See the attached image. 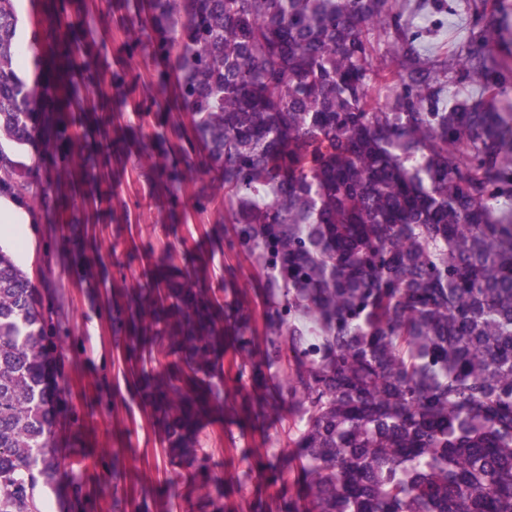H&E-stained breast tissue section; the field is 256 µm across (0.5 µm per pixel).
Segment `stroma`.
Segmentation results:
<instances>
[{
	"mask_svg": "<svg viewBox=\"0 0 512 512\" xmlns=\"http://www.w3.org/2000/svg\"><path fill=\"white\" fill-rule=\"evenodd\" d=\"M401 18L403 36L380 34L373 45L378 60L400 64L402 47L413 43L421 62L436 77V101L448 107L455 100L479 95V87L457 67L471 37L488 23L505 36L501 53H512V0H407ZM98 18L92 36L98 49L94 66L105 75L102 95L96 98L97 124L120 146L105 155L106 183L91 192L71 194L68 173H61L55 189L69 198L47 220L43 210L28 205L27 246L19 265L28 273L45 310L60 326L58 352L53 364L57 381L66 385L60 400L56 439L63 458L82 455L87 468L80 476L82 499H75L69 482L46 490L52 512H131V505L148 500L151 512H187L200 492L187 480L176 478L162 454V440L152 428L128 376L121 347L112 332L113 302L125 290L138 287L147 265L196 273L216 288L220 302L246 294L260 307L270 278L258 257L232 247V227L224 222V208L215 204L196 210L194 199L212 188L211 175L199 174L187 182L180 199L179 223L168 220L166 199L157 196L153 171L139 144L162 154L172 128L185 125L184 113L156 109L139 116L132 102L149 98L159 76L175 80V69L146 61L144 51L129 53L136 28L124 23L134 13L135 0H85ZM125 202L119 211L97 203L103 189ZM99 250L103 262L88 274L74 259L79 248ZM294 417L280 410L257 428L243 430L229 418L215 415L203 423L202 447L217 480L211 486L216 505L241 503L249 497L247 473L256 459L270 461L276 478L288 477L281 461L292 452ZM121 459V475L113 461Z\"/></svg>",
	"mask_w": 512,
	"mask_h": 512,
	"instance_id": "obj_1",
	"label": "stroma"
}]
</instances>
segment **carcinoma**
<instances>
[{
  "instance_id": "obj_1",
  "label": "carcinoma",
  "mask_w": 512,
  "mask_h": 512,
  "mask_svg": "<svg viewBox=\"0 0 512 512\" xmlns=\"http://www.w3.org/2000/svg\"><path fill=\"white\" fill-rule=\"evenodd\" d=\"M398 0H147L136 21L155 60L175 56V162L219 182L233 245L277 273L260 317L221 304L198 277L149 268L117 304L127 359L170 463L211 504L203 418L220 411L255 426L288 404L302 423L290 484L269 492L256 462L252 495L222 512H512V112L489 25L456 66L485 97L433 106L432 71L380 65L371 37L400 30ZM29 49L39 84L19 76L15 0H0V196L47 216L54 199L19 179L3 149L39 138L66 163L74 113L99 79H66L95 18L75 0ZM394 85L386 108L371 82ZM111 143L97 142L96 156ZM179 175L160 179L177 200ZM263 348L253 351L257 323ZM57 324L0 248V512H46L41 490L78 481L62 462L48 374ZM251 389L224 395V351ZM175 360L155 373L144 356ZM281 374L272 389L266 371Z\"/></svg>"
}]
</instances>
